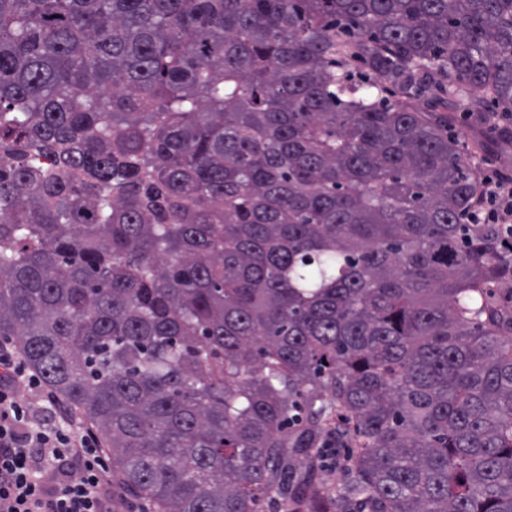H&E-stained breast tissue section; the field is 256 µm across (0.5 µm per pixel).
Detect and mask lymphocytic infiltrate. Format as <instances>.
Returning a JSON list of instances; mask_svg holds the SVG:
<instances>
[{
  "mask_svg": "<svg viewBox=\"0 0 512 512\" xmlns=\"http://www.w3.org/2000/svg\"><path fill=\"white\" fill-rule=\"evenodd\" d=\"M470 224L512 229V175L479 181ZM37 391L31 409L18 387ZM0 512H113L112 467L98 431L73 422L70 409L17 353L0 343Z\"/></svg>",
  "mask_w": 512,
  "mask_h": 512,
  "instance_id": "f902f5d3",
  "label": "lymphocytic infiltrate"
}]
</instances>
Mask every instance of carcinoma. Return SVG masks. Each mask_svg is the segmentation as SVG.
<instances>
[{"label":"carcinoma","mask_w":512,"mask_h":512,"mask_svg":"<svg viewBox=\"0 0 512 512\" xmlns=\"http://www.w3.org/2000/svg\"><path fill=\"white\" fill-rule=\"evenodd\" d=\"M450 104L512 140V0H0V339L161 512H512Z\"/></svg>","instance_id":"1"}]
</instances>
